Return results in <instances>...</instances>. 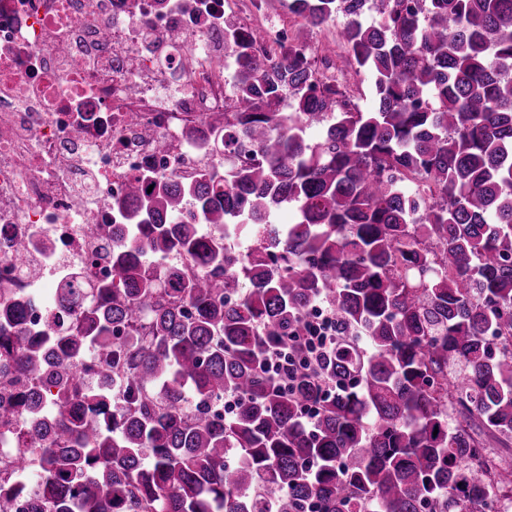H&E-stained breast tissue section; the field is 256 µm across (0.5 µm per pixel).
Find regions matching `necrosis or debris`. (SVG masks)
I'll return each instance as SVG.
<instances>
[{"instance_id":"4bbe7bcc","label":"necrosis or debris","mask_w":512,"mask_h":512,"mask_svg":"<svg viewBox=\"0 0 512 512\" xmlns=\"http://www.w3.org/2000/svg\"><path fill=\"white\" fill-rule=\"evenodd\" d=\"M227 3L0 0V296L25 295L30 329L58 331L38 291L70 268L111 281L112 202L129 182L220 165L202 134L231 102ZM24 451L39 453L20 410L0 424V462Z\"/></svg>"}]
</instances>
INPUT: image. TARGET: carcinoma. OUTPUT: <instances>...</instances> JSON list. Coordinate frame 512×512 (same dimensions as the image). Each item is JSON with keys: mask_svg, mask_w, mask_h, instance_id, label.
<instances>
[{"mask_svg": "<svg viewBox=\"0 0 512 512\" xmlns=\"http://www.w3.org/2000/svg\"><path fill=\"white\" fill-rule=\"evenodd\" d=\"M379 2L367 23L368 0H288L346 19L334 68L367 109L300 36L229 21L249 61L209 121L224 168L130 182L112 284L75 271L68 333L0 335V376L56 417L17 461L32 512H512V0ZM317 304L336 352L290 384L274 358ZM89 351L116 400L80 381Z\"/></svg>", "mask_w": 512, "mask_h": 512, "instance_id": "cac0c4a2", "label": "carcinoma"}]
</instances>
